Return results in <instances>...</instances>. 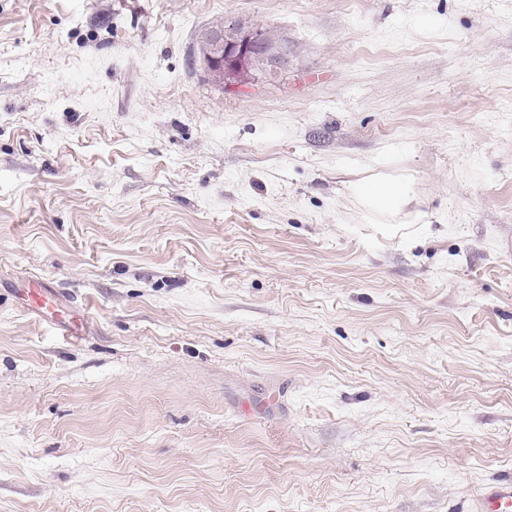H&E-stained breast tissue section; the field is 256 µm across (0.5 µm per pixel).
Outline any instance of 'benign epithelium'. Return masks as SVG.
Wrapping results in <instances>:
<instances>
[{"label": "benign epithelium", "instance_id": "1", "mask_svg": "<svg viewBox=\"0 0 512 512\" xmlns=\"http://www.w3.org/2000/svg\"><path fill=\"white\" fill-rule=\"evenodd\" d=\"M261 58L272 69L282 60V49L266 30L241 22H224L210 35L202 56L204 70L218 68L230 82L253 78V66Z\"/></svg>", "mask_w": 512, "mask_h": 512}]
</instances>
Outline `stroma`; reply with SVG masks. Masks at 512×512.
Returning <instances> with one entry per match:
<instances>
[{
  "label": "stroma",
  "instance_id": "1",
  "mask_svg": "<svg viewBox=\"0 0 512 512\" xmlns=\"http://www.w3.org/2000/svg\"><path fill=\"white\" fill-rule=\"evenodd\" d=\"M226 20L279 68L212 79ZM504 473L512 0H0V512H454ZM410 190L407 180L374 179L355 186L353 194L369 211L397 213L406 203Z\"/></svg>",
  "mask_w": 512,
  "mask_h": 512
}]
</instances>
